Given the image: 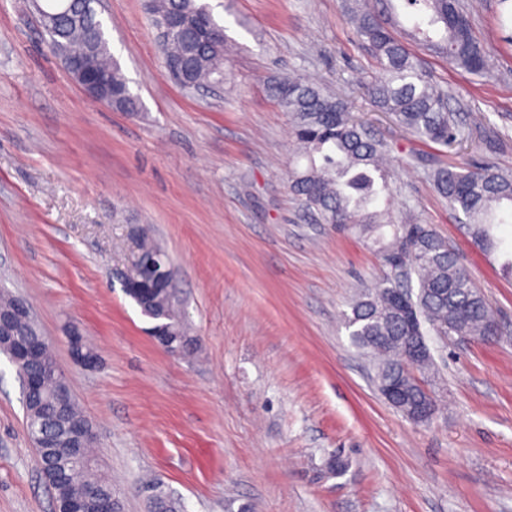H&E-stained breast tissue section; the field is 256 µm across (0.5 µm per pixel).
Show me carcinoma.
<instances>
[{"label":"carcinoma","instance_id":"carcinoma-1","mask_svg":"<svg viewBox=\"0 0 512 512\" xmlns=\"http://www.w3.org/2000/svg\"><path fill=\"white\" fill-rule=\"evenodd\" d=\"M415 8L409 36L424 51L445 58L462 75L478 74L488 66L483 44L475 38L465 6L450 0H403ZM344 9L358 37L368 47L381 76L366 84L377 109L390 114L408 132L442 146L461 135L447 95L422 69L418 58L389 30L386 16L394 0H344ZM150 20L157 33L165 74L186 89L212 77L224 79L227 39L224 26L200 0H149ZM49 33L56 54H89L96 70L112 75V109L137 112L121 67L112 56L102 22L92 0H70L67 10L52 15ZM272 97L294 120L299 143L290 189L323 223L354 232L372 243L380 255H392L406 270V279H393L385 269L382 281L351 302L346 327L352 344L376 359L378 390L395 387L398 404L407 411L435 412L437 401L427 399L421 383L406 368L417 329L429 327L436 336L485 339L497 328L484 296L463 270L457 255L426 224H397L393 220L395 190L386 166L387 146L371 138L347 102L297 77L269 87ZM429 178L437 193L466 218L476 244L495 253L501 240L494 226L512 223V172L436 166ZM408 288L411 297L401 310L393 289ZM154 318L177 325L173 294L159 289L145 301ZM45 382L25 398L26 427L43 433L52 447L37 449L42 473L56 492V509L82 497L88 487L112 490V481L98 473L91 448L74 444L69 423L85 415L70 402L68 415L56 418L51 407L58 398L60 372L51 350H42ZM150 512H183L180 499L162 484L146 481Z\"/></svg>","mask_w":512,"mask_h":512}]
</instances>
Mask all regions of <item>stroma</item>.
I'll use <instances>...</instances> for the list:
<instances>
[{"label":"stroma","instance_id":"stroma-1","mask_svg":"<svg viewBox=\"0 0 512 512\" xmlns=\"http://www.w3.org/2000/svg\"><path fill=\"white\" fill-rule=\"evenodd\" d=\"M208 2L232 48L226 79L186 90L164 74L144 0H97L141 103L117 112L49 50L31 0H0V286L31 305L123 512H149L147 475L185 512H512V224L484 255L428 178L434 165L512 170V0H480L472 18L484 76L420 55L462 124L448 147L367 99L376 71L342 0ZM285 75L344 97L388 146L410 204L396 221L446 238L493 312L491 341L429 336V423L385 401L350 343L349 304L382 263L291 192L293 119L269 93ZM141 231L169 257L190 354L159 345L123 290ZM71 324L96 368L72 361ZM0 512H54L1 354Z\"/></svg>","mask_w":512,"mask_h":512}]
</instances>
